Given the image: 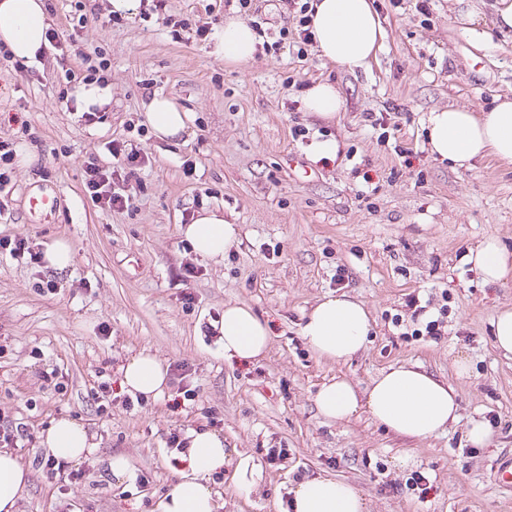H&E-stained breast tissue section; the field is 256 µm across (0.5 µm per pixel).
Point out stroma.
Here are the masks:
<instances>
[{
    "instance_id": "obj_1",
    "label": "stroma",
    "mask_w": 512,
    "mask_h": 512,
    "mask_svg": "<svg viewBox=\"0 0 512 512\" xmlns=\"http://www.w3.org/2000/svg\"><path fill=\"white\" fill-rule=\"evenodd\" d=\"M76 2L44 0L62 38L42 66L0 62V140L18 154L0 189V236L22 235L41 252L63 241L73 254L61 272L0 255V426L22 423L34 436L14 448L29 471L21 512H153L179 470L169 434L208 427L213 416L229 452L262 474L247 495L233 488V466L211 476L217 512H287L289 489L315 476L353 485L367 512H512V491L493 474L512 457V355L491 336L498 310L512 308V281L484 284L467 260L489 236L512 246V165L487 157L452 169L429 152L423 129L434 109L485 112L512 96V27L501 0H428L424 15L416 0H373L385 38L369 68L355 71L312 47L224 63L191 26L220 29L236 0H166L167 14L191 23L177 35L155 17L110 25L105 0L75 27ZM98 50L110 62L112 100L87 124L63 96L61 58ZM320 80L345 103L331 121L303 108ZM156 94L190 116L179 141L140 129ZM370 113L399 125L398 136L372 126ZM111 140L144 158L132 204L120 211L100 208L83 187V161L111 165ZM319 140L336 143L335 159H313ZM41 195L53 207L32 211ZM204 208L240 227L218 262L178 230ZM188 267L195 276L186 284ZM50 280L56 290H43ZM329 293L362 300L374 320L364 349L341 362L317 356L301 334L305 314ZM228 304L268 323L260 360L225 358L216 326ZM418 305L426 314L417 319ZM430 320L439 335L426 334ZM141 353L185 365L184 377L170 376L158 398L137 399L120 367ZM460 360L467 374H458ZM393 366L420 367L454 387L458 420L411 439L363 410L339 422L319 414L322 384L345 380L361 391ZM50 371L57 386L43 379ZM103 382L112 387L104 413ZM62 418L96 442L78 463L83 478L63 488L48 479L39 442ZM475 423L488 430L484 445L468 438ZM270 448L287 449V458L270 463ZM116 454L131 462L119 479L109 468ZM419 473L432 485L424 495Z\"/></svg>"
}]
</instances>
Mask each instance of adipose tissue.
Wrapping results in <instances>:
<instances>
[{"mask_svg": "<svg viewBox=\"0 0 512 512\" xmlns=\"http://www.w3.org/2000/svg\"><path fill=\"white\" fill-rule=\"evenodd\" d=\"M50 26L43 0H0V43L15 59L40 65L48 47L45 33ZM313 42L319 55L348 70L367 68L381 47L384 32L372 0H316L311 19ZM256 35L237 16L224 19L216 35L215 53L225 63L241 65L255 52ZM156 135L164 140L180 137L189 115L168 97L153 96L145 112ZM430 152L456 168H470L486 156L512 163V97H502L491 110L475 114L448 107L428 113L424 122ZM179 233L201 257L219 260L238 241L237 225L218 209L201 211ZM468 260L489 284L512 279V250L494 238L471 251ZM371 329L364 303L347 295L324 296L312 308L301 328L310 348L320 357L340 362L357 353ZM224 355L244 361L263 357L270 343L268 326L244 305L229 304L218 326ZM122 385L136 396L163 395L167 374L153 355L142 354L122 368ZM319 413L342 421L359 409L387 429L406 436L426 438L444 430L458 418L457 394L448 385L417 367L397 366L372 379L365 392L346 381L323 384L315 395ZM47 456L79 461L93 444L83 425L63 419L41 436ZM229 456L223 438L209 430L188 435L181 455L178 479L161 497L156 512H216L209 475L223 471ZM27 486V470L20 459L0 448V512H19ZM290 512H364L365 501L347 482L332 477H314L288 492Z\"/></svg>", "mask_w": 512, "mask_h": 512, "instance_id": "obj_1", "label": "adipose tissue"}]
</instances>
